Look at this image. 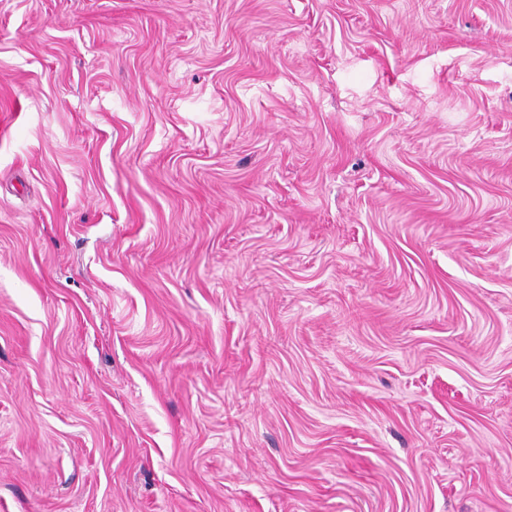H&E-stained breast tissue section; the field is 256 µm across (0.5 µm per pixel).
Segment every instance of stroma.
Returning <instances> with one entry per match:
<instances>
[{
  "label": "stroma",
  "instance_id": "35a3bbf8",
  "mask_svg": "<svg viewBox=\"0 0 512 512\" xmlns=\"http://www.w3.org/2000/svg\"><path fill=\"white\" fill-rule=\"evenodd\" d=\"M0 512H512V0H0Z\"/></svg>",
  "mask_w": 512,
  "mask_h": 512
}]
</instances>
